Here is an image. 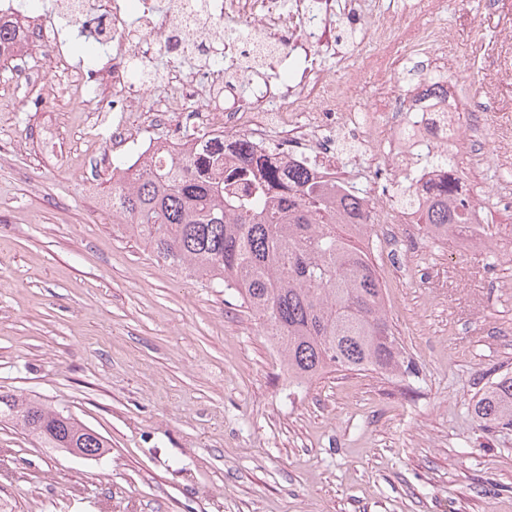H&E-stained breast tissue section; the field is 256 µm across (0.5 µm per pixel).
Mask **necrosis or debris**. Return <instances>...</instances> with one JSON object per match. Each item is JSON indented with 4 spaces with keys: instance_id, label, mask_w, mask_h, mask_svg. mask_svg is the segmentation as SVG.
<instances>
[{
    "instance_id": "necrosis-or-debris-1",
    "label": "necrosis or debris",
    "mask_w": 512,
    "mask_h": 512,
    "mask_svg": "<svg viewBox=\"0 0 512 512\" xmlns=\"http://www.w3.org/2000/svg\"><path fill=\"white\" fill-rule=\"evenodd\" d=\"M391 0H170L169 6L139 0L130 34L120 13L96 8L99 37L112 49L110 68L68 70L82 108L95 124L110 130L114 144L131 158L123 175L138 173L158 148L178 149L194 141L222 144L246 138L254 154L276 153L314 177L342 182L362 196L371 223L384 225L394 246L413 236L412 217L395 218L382 178L396 173L418 198H426L450 170L441 158L464 154L482 165L512 156V134L485 139L486 114L500 100L498 75L487 77L472 98L448 90L447 37L436 28L412 25L409 16L392 19ZM83 0H53L52 12L21 20L27 43L39 46L43 65L17 56V84L46 93L60 44V21L81 12ZM358 36L365 50L353 73L341 77L325 69L318 53L335 48L343 31ZM267 68L284 67L300 56L304 66L293 81L277 84L239 74L244 54ZM162 55L166 71L132 82L143 59ZM423 58L425 79L390 90L389 77L406 58ZM107 84L120 99L101 111L98 86ZM391 95L388 111L363 107L366 86ZM155 101L150 115L163 140L137 135L138 111Z\"/></svg>"
}]
</instances>
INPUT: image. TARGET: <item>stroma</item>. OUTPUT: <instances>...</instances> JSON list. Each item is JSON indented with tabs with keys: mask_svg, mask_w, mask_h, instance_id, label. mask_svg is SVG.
<instances>
[{
	"mask_svg": "<svg viewBox=\"0 0 512 512\" xmlns=\"http://www.w3.org/2000/svg\"><path fill=\"white\" fill-rule=\"evenodd\" d=\"M392 0L451 39L459 96L512 30V0ZM67 78L39 111L0 66V390L72 414L109 442L101 463L41 447L0 422V512H512V427L485 429L476 394L512 372V265L423 236L413 259H372L417 371H327L293 387L277 345L232 293L158 263L112 222L119 155L90 146ZM454 163L493 239L512 212L488 184L512 161Z\"/></svg>",
	"mask_w": 512,
	"mask_h": 512,
	"instance_id": "stroma-1",
	"label": "stroma"
}]
</instances>
